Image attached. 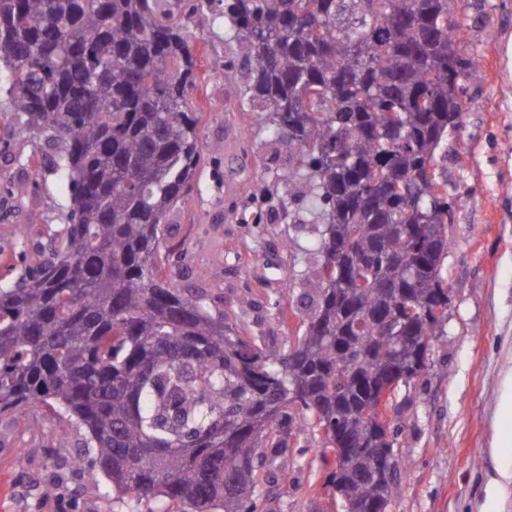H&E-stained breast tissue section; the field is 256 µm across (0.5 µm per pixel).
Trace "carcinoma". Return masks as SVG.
Wrapping results in <instances>:
<instances>
[{
    "label": "carcinoma",
    "mask_w": 512,
    "mask_h": 512,
    "mask_svg": "<svg viewBox=\"0 0 512 512\" xmlns=\"http://www.w3.org/2000/svg\"><path fill=\"white\" fill-rule=\"evenodd\" d=\"M249 62L244 94L320 207L298 278L306 328L261 348L164 274L168 217L204 151L172 0H0V95L53 149L70 223L0 283V416L85 430L128 512H255L288 436L324 430L354 512H390L400 460L373 400L445 333L451 203L437 172L475 60L457 0H207Z\"/></svg>",
    "instance_id": "carcinoma-1"
}]
</instances>
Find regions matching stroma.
<instances>
[{
  "label": "stroma",
  "instance_id": "stroma-1",
  "mask_svg": "<svg viewBox=\"0 0 512 512\" xmlns=\"http://www.w3.org/2000/svg\"><path fill=\"white\" fill-rule=\"evenodd\" d=\"M472 18L462 50L478 61L467 82L475 107L448 137L439 169L458 194L447 224L450 290L445 336L427 369L400 387L390 427L410 462L393 489L391 512H484L487 491L512 467L501 445L512 420L498 395L512 366V0H464ZM223 19L191 29L197 51L189 107L197 112L204 157L185 204L169 217L165 272L198 288L259 345L285 346L305 328L294 276L307 258L283 243L294 224H313L300 189L278 184L288 153L267 133L265 113L242 94L247 64L226 41ZM48 149L18 135L0 104V275L12 280L39 263L67 223L68 189L48 168ZM41 177L30 181L28 171ZM83 432L43 411L0 419V512H120L105 485H90L70 460ZM311 430L293 432L285 482L267 486L258 512H336L334 453L319 454ZM25 456H18V449ZM58 493H40L47 482Z\"/></svg>",
  "mask_w": 512,
  "mask_h": 512
}]
</instances>
